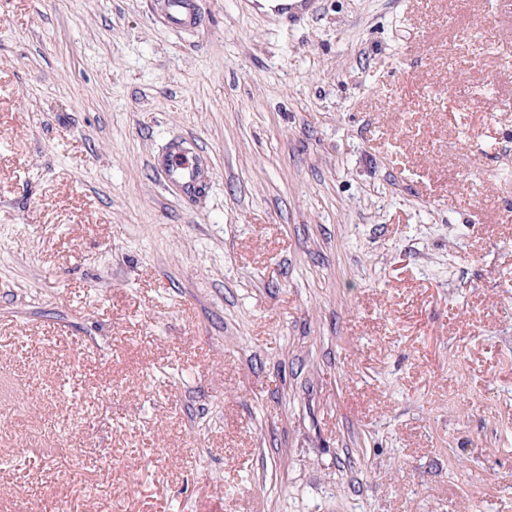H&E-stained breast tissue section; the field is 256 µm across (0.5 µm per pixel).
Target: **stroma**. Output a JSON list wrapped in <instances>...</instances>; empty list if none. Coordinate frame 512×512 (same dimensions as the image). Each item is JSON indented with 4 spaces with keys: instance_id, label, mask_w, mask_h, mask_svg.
<instances>
[{
    "instance_id": "stroma-1",
    "label": "stroma",
    "mask_w": 512,
    "mask_h": 512,
    "mask_svg": "<svg viewBox=\"0 0 512 512\" xmlns=\"http://www.w3.org/2000/svg\"><path fill=\"white\" fill-rule=\"evenodd\" d=\"M156 3L0 0V512H512V8ZM160 5L162 16L172 27L195 28L202 23L203 1L201 0H163ZM164 187H176L185 195L196 194L209 180L210 171L204 151L191 138H179L167 144L165 152L152 160Z\"/></svg>"
}]
</instances>
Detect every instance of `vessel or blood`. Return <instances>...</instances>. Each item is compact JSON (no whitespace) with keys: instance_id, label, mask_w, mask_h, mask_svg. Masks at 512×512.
<instances>
[{"instance_id":"1","label":"vessel or blood","mask_w":512,"mask_h":512,"mask_svg":"<svg viewBox=\"0 0 512 512\" xmlns=\"http://www.w3.org/2000/svg\"><path fill=\"white\" fill-rule=\"evenodd\" d=\"M162 15L167 24L187 29L201 25L202 0H163ZM164 187L178 188L186 195L196 194L210 177L202 148L190 138L168 143L164 153L152 160Z\"/></svg>"}]
</instances>
